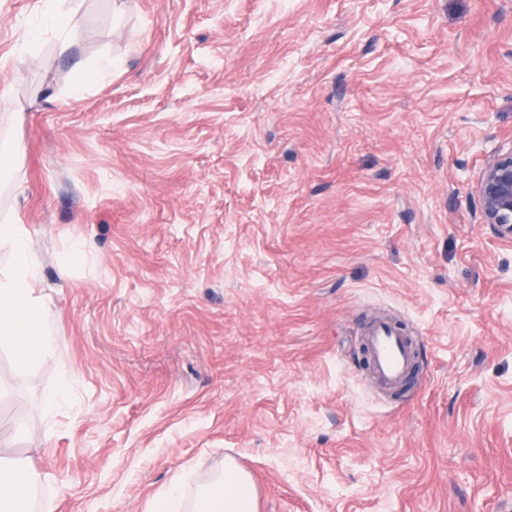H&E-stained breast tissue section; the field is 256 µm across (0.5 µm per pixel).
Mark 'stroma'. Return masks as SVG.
Listing matches in <instances>:
<instances>
[{"mask_svg":"<svg viewBox=\"0 0 512 512\" xmlns=\"http://www.w3.org/2000/svg\"><path fill=\"white\" fill-rule=\"evenodd\" d=\"M75 1L62 54L0 0V219L57 339L0 350V469L39 512H189L228 456L257 512H512V244L475 192L512 0ZM378 313L419 350L396 395ZM362 344L372 374L385 388H400L411 369L415 347L404 329L388 319L370 323Z\"/></svg>","mask_w":512,"mask_h":512,"instance_id":"1","label":"stroma"}]
</instances>
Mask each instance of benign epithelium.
<instances>
[{
	"label": "benign epithelium",
	"mask_w": 512,
	"mask_h": 512,
	"mask_svg": "<svg viewBox=\"0 0 512 512\" xmlns=\"http://www.w3.org/2000/svg\"><path fill=\"white\" fill-rule=\"evenodd\" d=\"M480 223L494 227L499 238H512V150L486 159L477 186Z\"/></svg>",
	"instance_id": "1"
}]
</instances>
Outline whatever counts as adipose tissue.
I'll use <instances>...</instances> for the list:
<instances>
[{
  "label": "adipose tissue",
  "mask_w": 512,
  "mask_h": 512,
  "mask_svg": "<svg viewBox=\"0 0 512 512\" xmlns=\"http://www.w3.org/2000/svg\"><path fill=\"white\" fill-rule=\"evenodd\" d=\"M8 242L14 254L13 271L0 281V346L11 349L26 365L51 358L56 338L43 326V304L36 301L29 280L32 254L16 225H0V242ZM36 475L18 468L0 473V512H20L32 496ZM196 512H256V494L245 472L224 469L209 476L201 487Z\"/></svg>",
  "instance_id": "ef3b65f1"
}]
</instances>
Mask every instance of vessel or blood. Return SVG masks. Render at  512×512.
<instances>
[{
    "label": "vessel or blood",
    "mask_w": 512,
    "mask_h": 512,
    "mask_svg": "<svg viewBox=\"0 0 512 512\" xmlns=\"http://www.w3.org/2000/svg\"><path fill=\"white\" fill-rule=\"evenodd\" d=\"M362 344L372 374L381 385L399 388L405 383L415 356V347L404 329L388 319L370 323Z\"/></svg>",
    "instance_id": "1"
}]
</instances>
